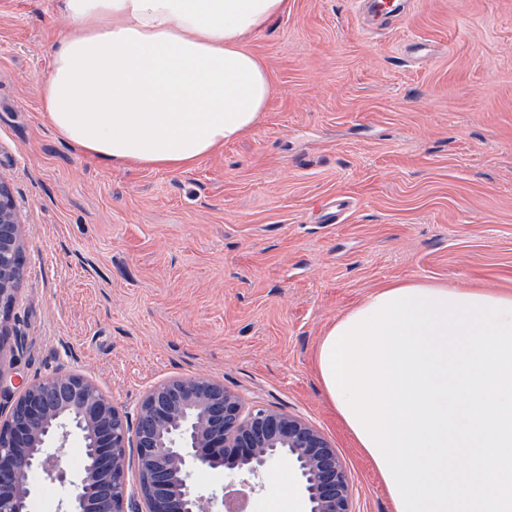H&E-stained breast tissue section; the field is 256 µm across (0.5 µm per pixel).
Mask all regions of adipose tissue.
Wrapping results in <instances>:
<instances>
[{"label":"adipose tissue","mask_w":512,"mask_h":512,"mask_svg":"<svg viewBox=\"0 0 512 512\" xmlns=\"http://www.w3.org/2000/svg\"><path fill=\"white\" fill-rule=\"evenodd\" d=\"M41 109L115 165L183 170L253 130L272 92L249 37L292 0H59ZM315 363L392 512H512V293L379 289Z\"/></svg>","instance_id":"obj_1"}]
</instances>
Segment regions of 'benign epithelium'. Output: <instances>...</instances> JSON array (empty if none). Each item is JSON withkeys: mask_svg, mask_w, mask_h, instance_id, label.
Masks as SVG:
<instances>
[{"mask_svg": "<svg viewBox=\"0 0 512 512\" xmlns=\"http://www.w3.org/2000/svg\"><path fill=\"white\" fill-rule=\"evenodd\" d=\"M21 264L19 225L7 186L0 181V339L17 292L10 277ZM17 389L0 419V512H31V478L72 487L61 512H126L139 500L142 512H232L236 485L251 493L274 462L288 459L308 512H353L346 464L324 434L304 419L257 407L246 413L241 398L204 378H172L151 387L135 419L90 380L76 373L15 385L0 369V393ZM76 436L87 451L78 475L68 478L58 455ZM137 451L139 484H126L127 449ZM240 454L224 461V449ZM224 467L222 493L193 481L197 470Z\"/></svg>", "mask_w": 512, "mask_h": 512, "instance_id": "1", "label": "benign epithelium"}]
</instances>
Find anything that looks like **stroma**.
I'll return each instance as SVG.
<instances>
[{
    "mask_svg": "<svg viewBox=\"0 0 512 512\" xmlns=\"http://www.w3.org/2000/svg\"><path fill=\"white\" fill-rule=\"evenodd\" d=\"M366 31L353 0H293L249 49L260 123L185 171L107 166L40 109L56 0H0V178L23 273L0 363L74 371L128 412L205 377L299 416L345 461L353 512H392L318 378L320 337L407 281L512 293V0H410ZM424 44L425 61L405 52ZM355 203L323 224L316 201Z\"/></svg>",
    "mask_w": 512,
    "mask_h": 512,
    "instance_id": "1",
    "label": "stroma"
}]
</instances>
